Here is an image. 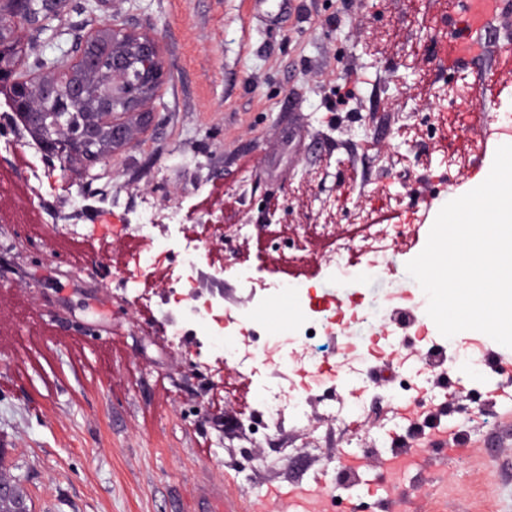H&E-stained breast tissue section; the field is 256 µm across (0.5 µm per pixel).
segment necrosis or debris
Listing matches in <instances>:
<instances>
[{"label": "necrosis or debris", "mask_w": 512, "mask_h": 512, "mask_svg": "<svg viewBox=\"0 0 512 512\" xmlns=\"http://www.w3.org/2000/svg\"><path fill=\"white\" fill-rule=\"evenodd\" d=\"M420 230L417 224H365L354 236L334 239L320 272L356 293L326 303L309 287L265 277L253 265L215 262L218 238L186 233L183 207L161 211L147 202L134 225L137 246L126 257L123 288L138 307L152 304L156 279L169 292H181L166 341L175 350L192 347L194 363L207 371L211 385L220 384L227 370L247 384L251 405L238 421L244 430L293 432L307 425L315 409L331 431L341 433L343 444L357 446L356 428L371 406L413 414L438 407L439 372L454 373L473 392L506 389L507 374L490 366L482 338L466 331L443 337L416 291L396 295L410 316L401 328L387 307L358 295L370 276L412 260V253H395L392 243L417 239ZM204 264L215 279L235 280L250 307L233 315L216 297L191 293ZM282 295L297 304L287 327L261 324V315Z\"/></svg>", "instance_id": "1"}]
</instances>
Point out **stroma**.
<instances>
[{
    "label": "stroma",
    "instance_id": "1",
    "mask_svg": "<svg viewBox=\"0 0 512 512\" xmlns=\"http://www.w3.org/2000/svg\"><path fill=\"white\" fill-rule=\"evenodd\" d=\"M83 3L66 0L55 53L116 17L152 28L172 77L148 106L154 121L113 152L110 194L78 195L53 166L33 183L0 163V461L25 474L31 512H245L259 498L283 512L312 482L266 457L290 447L315 471L323 455L304 431L235 437L237 397L212 406L189 350L165 344L174 298L159 288L151 306L127 305L129 226L143 198L178 199L191 219L249 225L225 238V259L345 296L321 280L328 243L307 228L349 237L372 222L430 225L480 185L500 141L476 115L512 108L499 55L512 26L489 22L474 36L482 54L460 66L440 55L456 0H98L91 13ZM455 79L469 99L435 106ZM461 111L470 124L446 128ZM408 126L423 138L398 137ZM480 139L483 156L468 149ZM216 183L233 207L201 206ZM72 223L93 237L69 236ZM495 410L406 471L395 493L407 512L433 501L512 512V397Z\"/></svg>",
    "mask_w": 512,
    "mask_h": 512
}]
</instances>
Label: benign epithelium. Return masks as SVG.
<instances>
[{
	"instance_id": "obj_1",
	"label": "benign epithelium",
	"mask_w": 512,
	"mask_h": 512,
	"mask_svg": "<svg viewBox=\"0 0 512 512\" xmlns=\"http://www.w3.org/2000/svg\"><path fill=\"white\" fill-rule=\"evenodd\" d=\"M31 26L33 22L20 9L0 14V29L16 51L8 65L0 66V90L28 124L43 127L51 104L60 112L71 106L80 111L92 94L112 90L109 111L91 115L81 127L54 120L52 137L44 145L50 161L68 173L78 163L83 178L87 169L108 163L96 143L104 140L115 150L129 143L131 118L144 116L142 107L161 97L169 72L151 33L130 29L113 18L106 24L108 37L95 27L89 29L80 45L53 66V77L47 78L45 69L29 67L20 50L19 34L28 33Z\"/></svg>"
}]
</instances>
